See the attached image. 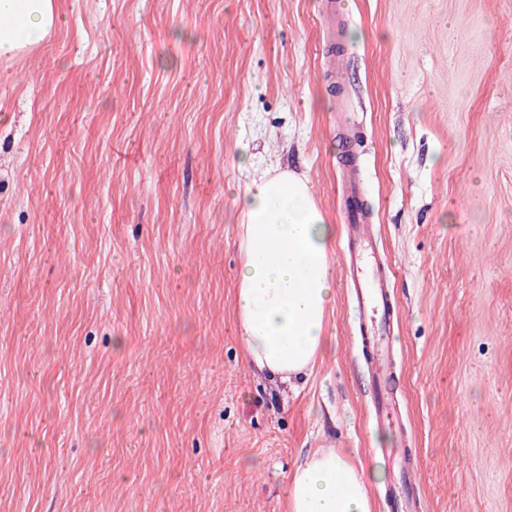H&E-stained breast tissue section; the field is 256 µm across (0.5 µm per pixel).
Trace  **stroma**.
Masks as SVG:
<instances>
[{
  "instance_id": "1",
  "label": "stroma",
  "mask_w": 512,
  "mask_h": 512,
  "mask_svg": "<svg viewBox=\"0 0 512 512\" xmlns=\"http://www.w3.org/2000/svg\"><path fill=\"white\" fill-rule=\"evenodd\" d=\"M58 12L0 62V512H285L317 448L382 471L371 512L386 448L422 512H512V0ZM273 155L339 227L358 167L395 272L401 433L367 412L341 252L300 391L246 362L233 192Z\"/></svg>"
}]
</instances>
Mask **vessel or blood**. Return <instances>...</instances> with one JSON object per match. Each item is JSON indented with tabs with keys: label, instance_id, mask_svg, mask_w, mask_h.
<instances>
[{
	"label": "vessel or blood",
	"instance_id": "b4317fda",
	"mask_svg": "<svg viewBox=\"0 0 512 512\" xmlns=\"http://www.w3.org/2000/svg\"><path fill=\"white\" fill-rule=\"evenodd\" d=\"M347 224L345 249L347 278L351 282L360 315V336L364 360L375 393L371 399L374 416L392 428H399L394 407L391 336L395 309L392 301V265L380 256L379 241L368 214L363 210L357 187H350L346 198ZM401 460L398 481L392 482L386 499L394 512H418V488L415 467L407 463L405 449H391Z\"/></svg>",
	"mask_w": 512,
	"mask_h": 512
}]
</instances>
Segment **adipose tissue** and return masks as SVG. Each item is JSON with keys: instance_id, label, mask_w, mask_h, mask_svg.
<instances>
[{"instance_id": "1", "label": "adipose tissue", "mask_w": 512, "mask_h": 512, "mask_svg": "<svg viewBox=\"0 0 512 512\" xmlns=\"http://www.w3.org/2000/svg\"><path fill=\"white\" fill-rule=\"evenodd\" d=\"M59 23L57 0H0V59L35 50ZM242 266L234 294L239 340L259 372L291 385L327 344L336 227L297 174L268 170L235 195ZM286 512H371L367 478L347 449L320 448L288 478Z\"/></svg>"}]
</instances>
